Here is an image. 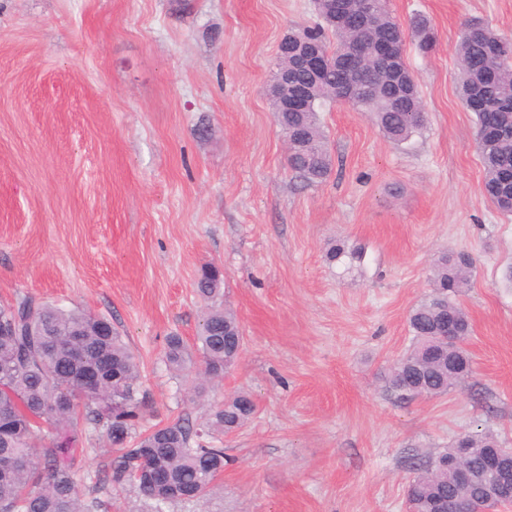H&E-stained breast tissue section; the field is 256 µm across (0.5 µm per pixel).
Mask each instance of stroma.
I'll return each instance as SVG.
<instances>
[{"mask_svg":"<svg viewBox=\"0 0 512 512\" xmlns=\"http://www.w3.org/2000/svg\"><path fill=\"white\" fill-rule=\"evenodd\" d=\"M388 7L427 125L396 144L326 104L335 168L309 184L265 88L281 38L317 22L312 0H0V306L27 295L111 319L140 363L138 431L201 425L238 392L256 405L221 436L209 495L167 512H407L414 461L458 433L512 448V217L482 191L455 54L468 19L512 38V0ZM339 243L361 262H330ZM446 251L476 261L459 297L472 372L401 399L385 377ZM205 267L244 344L200 398L165 353L170 335L195 340Z\"/></svg>","mask_w":512,"mask_h":512,"instance_id":"obj_1","label":"stroma"}]
</instances>
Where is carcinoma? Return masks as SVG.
<instances>
[{"label": "carcinoma", "mask_w": 512, "mask_h": 512, "mask_svg": "<svg viewBox=\"0 0 512 512\" xmlns=\"http://www.w3.org/2000/svg\"><path fill=\"white\" fill-rule=\"evenodd\" d=\"M323 23L303 29L308 39L336 57V68L320 77L316 93L305 110H284L272 102L274 117L293 144L288 166L307 183H321L333 171V159L319 119L327 100H341L347 81L342 57L346 50L365 53L378 46H394L397 55L382 71L368 57L352 81L357 92L348 103L370 113L384 136L408 141L427 122L418 89L406 92L402 78L414 79L402 59V29L388 10V0H336V8L320 5ZM420 51L436 46V36L425 20L415 24ZM460 70V97L475 115L477 150L482 162L483 190L497 209L512 215V40L487 24L471 20L456 44ZM289 62L295 84L309 82L293 51L277 55L276 72ZM329 259L351 266L362 252L336 246ZM476 269L474 259L451 251L434 262L435 294L412 310L410 352L391 372L389 385L402 397H435L448 392L471 367L448 355V342L437 338L442 326L458 327L460 343L467 342L472 325L458 296ZM223 280L203 269L196 288L207 311L198 351L203 376L194 391L224 379V360L232 357L239 333L235 314L220 300ZM166 361L175 371L190 369L191 353L184 339L167 338ZM121 384L112 382V368ZM140 379L135 355L100 315L79 309L40 304L30 296L0 307V512H109L112 489L133 486L152 503V512H164L179 501L177 492L189 487L206 496L224 471V448L206 440L213 433L231 434L254 413L251 400L241 393L226 398L210 420L196 428L179 418L145 434L135 433L141 414L137 397ZM97 434L115 445L103 469L79 478L83 441ZM41 445H36V441ZM465 448L463 462L469 482L460 485L448 477L438 461ZM499 447L488 435L460 433L451 444L427 457L416 468L406 488V500L415 512H444L451 499H467L474 509L491 495L492 475L486 469L488 450ZM511 505L512 498L499 503Z\"/></svg>", "instance_id": "1"}]
</instances>
